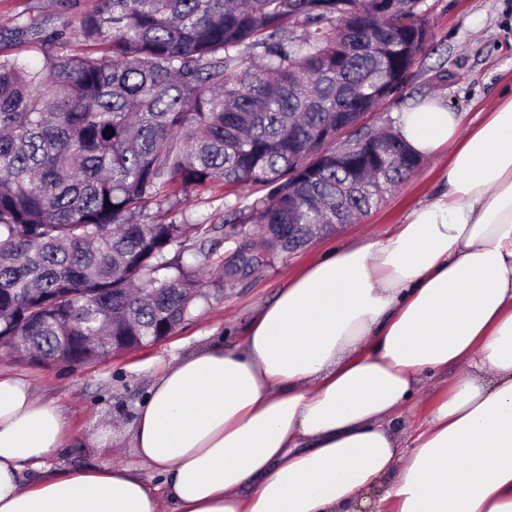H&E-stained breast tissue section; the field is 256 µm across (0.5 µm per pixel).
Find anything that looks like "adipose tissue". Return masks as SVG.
<instances>
[{"mask_svg": "<svg viewBox=\"0 0 512 512\" xmlns=\"http://www.w3.org/2000/svg\"><path fill=\"white\" fill-rule=\"evenodd\" d=\"M462 124L433 99L398 112L417 157L447 152L439 193L291 279L242 343L157 375L132 441L162 485L112 463L24 484L66 419L0 371V512H512V94ZM455 364L404 447L398 410Z\"/></svg>", "mask_w": 512, "mask_h": 512, "instance_id": "adipose-tissue-1", "label": "adipose tissue"}]
</instances>
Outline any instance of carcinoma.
<instances>
[{
    "label": "carcinoma",
    "mask_w": 512,
    "mask_h": 512,
    "mask_svg": "<svg viewBox=\"0 0 512 512\" xmlns=\"http://www.w3.org/2000/svg\"><path fill=\"white\" fill-rule=\"evenodd\" d=\"M421 0H99L66 30L16 18L0 39V345L45 366L80 365L172 336L204 288L253 272L224 240L263 231L282 251L304 225L367 215L378 196L352 175L392 152L386 191L410 176L397 133L336 166V113L396 96L432 39ZM36 39L42 67L6 51ZM224 187L214 225L162 202ZM262 196L241 201L237 188Z\"/></svg>",
    "instance_id": "1"
}]
</instances>
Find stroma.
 Masks as SVG:
<instances>
[{"mask_svg": "<svg viewBox=\"0 0 512 512\" xmlns=\"http://www.w3.org/2000/svg\"><path fill=\"white\" fill-rule=\"evenodd\" d=\"M99 0H0V33L17 16L28 14L46 29L93 13ZM432 39L401 96L384 103L373 115L375 125L394 124V115L420 98H437L463 113L465 124L477 123L483 112L512 89V0H422ZM447 155L423 159L420 167L385 194L376 208L356 224L288 253L223 290L210 291L190 320L169 338L144 349L95 359L80 365L50 366L0 353V370L28 379L37 396L58 406L68 420L63 448L55 467L90 466L108 461L135 463L131 426L137 402L161 366L174 357L215 340L240 343L256 312L272 300L301 269L332 249L361 236H380L402 223L406 214L435 195ZM116 423L101 435L102 421Z\"/></svg>", "mask_w": 512, "mask_h": 512, "instance_id": "1", "label": "stroma"}]
</instances>
